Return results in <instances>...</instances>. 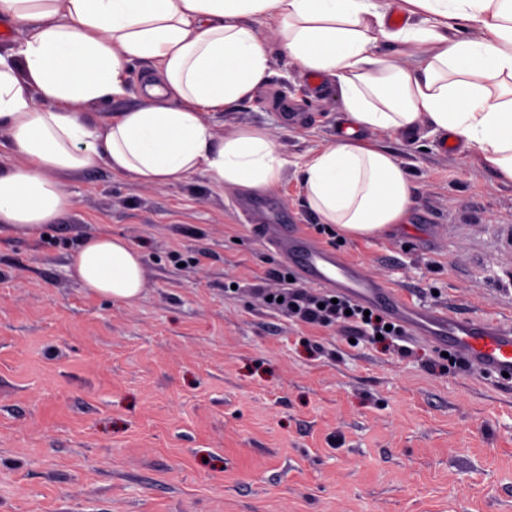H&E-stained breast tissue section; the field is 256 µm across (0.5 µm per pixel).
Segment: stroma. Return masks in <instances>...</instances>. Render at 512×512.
Returning a JSON list of instances; mask_svg holds the SVG:
<instances>
[{"mask_svg":"<svg viewBox=\"0 0 512 512\" xmlns=\"http://www.w3.org/2000/svg\"><path fill=\"white\" fill-rule=\"evenodd\" d=\"M272 70L253 100L206 120L279 144L280 221L413 304L512 322V182L441 137L372 132L414 203L388 231L338 237L300 174L336 137V92L287 57ZM61 179L74 205L48 238L0 232V512H512V379L449 366L421 336L376 341L268 305L287 267L247 223L244 193L208 173ZM103 227L144 256L134 303L72 273L79 239Z\"/></svg>","mask_w":512,"mask_h":512,"instance_id":"1","label":"stroma"}]
</instances>
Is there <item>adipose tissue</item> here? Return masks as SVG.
<instances>
[{
  "instance_id": "adipose-tissue-1",
  "label": "adipose tissue",
  "mask_w": 512,
  "mask_h": 512,
  "mask_svg": "<svg viewBox=\"0 0 512 512\" xmlns=\"http://www.w3.org/2000/svg\"><path fill=\"white\" fill-rule=\"evenodd\" d=\"M405 2L408 20L393 27L391 0H0L24 30L0 51V148L22 159L0 168V228L40 236L73 205L61 174L101 165L156 184L202 170L229 189H272L288 161L267 130L219 140L204 115L252 98L278 53L336 91L344 122L301 173L310 209L340 234L382 233L413 203L402 165L369 132L429 125L512 181V0ZM261 16L278 20L276 42L252 26ZM384 43L412 50V63L378 54ZM137 61L152 65L141 103L111 121L87 112L126 95ZM73 273L115 303L143 291L142 255L109 233L81 243Z\"/></svg>"
}]
</instances>
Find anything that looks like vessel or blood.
I'll list each match as a JSON object with an SVG mask.
<instances>
[{"mask_svg":"<svg viewBox=\"0 0 512 512\" xmlns=\"http://www.w3.org/2000/svg\"><path fill=\"white\" fill-rule=\"evenodd\" d=\"M246 208L248 223L261 225L266 244L298 280L343 293L386 313L412 335L428 337L486 375H512V324L416 306L385 282L367 277L357 263L342 260L307 237L296 225L279 223L271 198L252 200Z\"/></svg>","mask_w":512,"mask_h":512,"instance_id":"b4317fda","label":"vessel or blood"}]
</instances>
